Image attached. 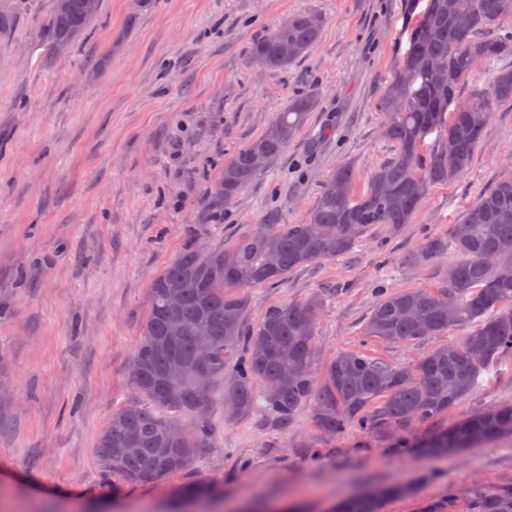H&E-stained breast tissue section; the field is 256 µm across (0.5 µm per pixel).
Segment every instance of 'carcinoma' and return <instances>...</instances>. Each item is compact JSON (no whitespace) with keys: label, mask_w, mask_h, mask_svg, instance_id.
Returning <instances> with one entry per match:
<instances>
[{"label":"carcinoma","mask_w":512,"mask_h":512,"mask_svg":"<svg viewBox=\"0 0 512 512\" xmlns=\"http://www.w3.org/2000/svg\"><path fill=\"white\" fill-rule=\"evenodd\" d=\"M408 0V46L399 55L379 100L382 136L395 156L371 175L365 194H353V170L340 166L321 187L300 224L269 215L232 246L210 243L212 227L260 172L252 159H276L301 130L315 96L296 97L263 133L224 164L208 209L188 226L189 244L149 287V310L134 348L130 378L136 400L112 410L100 431L95 454L106 478L128 484L193 469L216 435L212 402L223 385L224 411L246 419L262 400L276 425L288 430L309 408L317 427L330 434L350 427H384L394 433L390 447L404 453L438 455L474 448L512 434V406L493 407L423 436L409 430L429 423L479 385L481 372L512 358V177L482 193L448 237L427 241L419 256L448 250L460 259L448 266L444 287L431 291H385L367 319L364 335L388 343L418 342L461 329L408 366H394L358 351H340L323 372L315 367L314 338L323 296L270 307L255 325L247 320L243 288L279 284L295 268L343 256L375 226L396 231L411 223L430 188L467 170L499 103L512 101V68L497 62L512 56V31L499 22L512 17V0ZM102 0H53L40 44L58 57L82 36L101 10ZM324 20L300 12L255 41L250 58L267 70H286L318 41ZM489 87L467 95L461 86L479 73ZM439 145L423 153L425 138ZM179 297L176 309L171 295ZM483 352L474 361L470 353ZM205 365L198 366L200 358ZM294 373L288 387L268 385ZM219 492L189 483L176 492V512H189ZM394 488L342 503L336 512H380ZM427 512H512V486L489 482L470 486L467 498L448 492V508Z\"/></svg>","instance_id":"carcinoma-1"}]
</instances>
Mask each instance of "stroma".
<instances>
[{"label":"stroma","instance_id":"35a3bbf8","mask_svg":"<svg viewBox=\"0 0 512 512\" xmlns=\"http://www.w3.org/2000/svg\"><path fill=\"white\" fill-rule=\"evenodd\" d=\"M53 0H26L0 34V512H170L174 492L221 486L210 512L298 504L331 512L393 484L409 497L383 512H421L449 488L512 483V436L442 457L396 454L386 434L331 436L303 409L288 430L264 407L223 416L215 395L213 446L191 472L122 486L103 483L97 436L113 408L132 402L128 371L153 279L186 242L228 161L293 98L317 104L288 148L224 207L215 244L274 213L303 222L328 174L355 170L353 190L395 154L378 101L407 47L404 0H103L61 57L40 46ZM325 19L312 52L282 71L251 63L252 43L289 16ZM512 175V102L493 113L470 168L431 187L412 223L377 226L346 255L293 270L277 287L245 289L247 317L335 289L315 341L318 368L343 350L404 366L443 344L366 338L379 289L440 288L447 253L410 260L443 238L477 197ZM440 419L450 426L512 403V359Z\"/></svg>","mask_w":512,"mask_h":512}]
</instances>
